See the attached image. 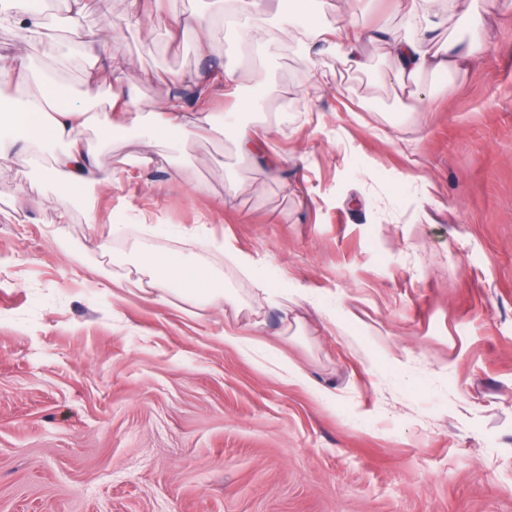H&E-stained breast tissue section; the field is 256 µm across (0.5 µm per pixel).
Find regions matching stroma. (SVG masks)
<instances>
[{"label": "stroma", "instance_id": "stroma-1", "mask_svg": "<svg viewBox=\"0 0 512 512\" xmlns=\"http://www.w3.org/2000/svg\"><path fill=\"white\" fill-rule=\"evenodd\" d=\"M500 4L478 66L406 88L382 40L364 41L354 72L289 44L267 56L225 22L203 56L194 30L168 31L213 0H140L136 22L128 0L87 8L81 25L113 27L104 54L145 111L173 74L253 72L264 90L239 119L273 127L281 161L239 156L228 134L160 144L145 122L117 140L91 126L101 171L169 162L76 195L49 176L53 150L28 161L6 146L0 512H512V0ZM321 18L405 23L397 0L352 13L323 0ZM0 53L83 88L80 59L44 56L17 29L0 28ZM135 249L198 256L235 304L155 302L135 285ZM228 331L257 353L225 345ZM288 363L333 398L289 382Z\"/></svg>", "mask_w": 512, "mask_h": 512}]
</instances>
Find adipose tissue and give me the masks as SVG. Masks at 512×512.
<instances>
[{"mask_svg": "<svg viewBox=\"0 0 512 512\" xmlns=\"http://www.w3.org/2000/svg\"><path fill=\"white\" fill-rule=\"evenodd\" d=\"M31 0H6L0 5V28L14 27L25 38L42 40L45 22L42 15L30 9ZM481 9L471 18V32L466 43L449 42L444 50L426 49L423 32L432 30L438 17L453 14L454 0H408L402 30L387 28L375 31V38L387 42L396 68L393 80L406 86L417 83L421 74L465 72L485 51L483 31L485 23L495 17L499 0H481ZM305 14L298 17L284 14L278 24L268 23L265 0H232L233 12L245 20L239 36L244 40L264 43L276 48L283 39H291L295 50L304 57L315 52L338 55L350 68L365 66L361 45L364 34L354 24H324L318 15L322 0H304ZM58 25L71 28L72 41L85 63L86 80L80 101L62 93L57 84L39 72L33 63L22 57L0 55V88H18L19 96L8 104H0V138L15 136L25 150L35 151L50 145L61 146L54 158L53 169L63 177L64 188L72 193L82 192L88 185L107 186L119 183L126 169L115 168L98 174L92 151L80 136V129L88 123L106 127L113 138L122 137L128 126L141 121L142 115L134 95L122 78L120 68L109 67L103 53L104 39L100 32L77 27L75 15L58 18ZM175 93L171 94L161 111L156 114L151 130L161 141L170 142L188 138L199 131L208 135L231 132L239 155L264 156L274 161L271 128L255 130L227 124L223 117L206 112L203 100L221 93L236 98L238 106L246 101L240 96L243 87L260 92L262 84L252 74L234 66L212 69L201 74L175 77ZM110 89V109L100 113L93 101L101 86ZM144 275L142 290L155 295L160 302L176 297L207 306L219 307L233 302L234 297L224 279L213 273L195 256L183 253L140 254L136 264Z\"/></svg>", "mask_w": 512, "mask_h": 512, "instance_id": "obj_1", "label": "adipose tissue"}]
</instances>
